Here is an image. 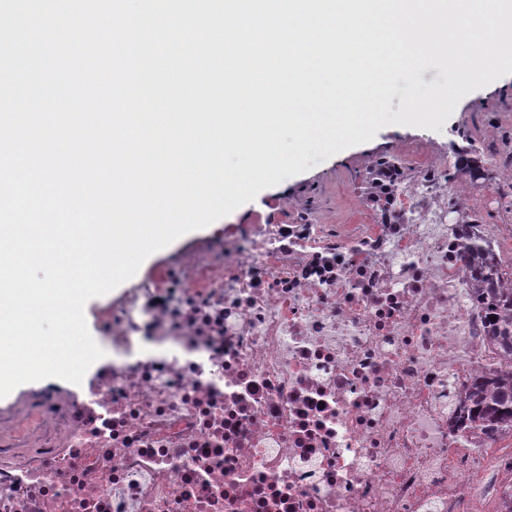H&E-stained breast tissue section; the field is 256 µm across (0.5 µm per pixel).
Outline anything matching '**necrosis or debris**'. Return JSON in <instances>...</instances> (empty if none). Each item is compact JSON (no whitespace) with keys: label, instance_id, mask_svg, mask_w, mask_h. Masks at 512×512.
Here are the masks:
<instances>
[{"label":"necrosis or debris","instance_id":"obj_1","mask_svg":"<svg viewBox=\"0 0 512 512\" xmlns=\"http://www.w3.org/2000/svg\"><path fill=\"white\" fill-rule=\"evenodd\" d=\"M398 169L368 223L254 224L99 311L111 364L0 434V512H500L505 458L454 420L512 367L465 257L491 248L512 288L478 221L504 158L475 197L452 155Z\"/></svg>","mask_w":512,"mask_h":512}]
</instances>
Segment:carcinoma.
I'll return each instance as SVG.
<instances>
[{
    "mask_svg": "<svg viewBox=\"0 0 512 512\" xmlns=\"http://www.w3.org/2000/svg\"><path fill=\"white\" fill-rule=\"evenodd\" d=\"M458 169L473 183L488 179L481 160L471 151L461 153ZM471 271L475 279L492 291L493 308L490 309V314H496L498 309L512 312V293L495 287L501 275L497 266L486 260L472 266ZM490 324V340L504 354L512 355V324L501 319L492 320ZM456 426L460 431L476 428L491 440L504 434L512 435L511 369L497 370L473 378L459 407Z\"/></svg>",
    "mask_w": 512,
    "mask_h": 512,
    "instance_id": "1",
    "label": "carcinoma"
}]
</instances>
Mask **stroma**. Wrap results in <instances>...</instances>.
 <instances>
[{
	"label": "stroma",
	"instance_id": "obj_1",
	"mask_svg": "<svg viewBox=\"0 0 512 512\" xmlns=\"http://www.w3.org/2000/svg\"><path fill=\"white\" fill-rule=\"evenodd\" d=\"M512 148V74L471 91L457 103L440 130L388 125L366 143L349 147L308 170L263 189L254 200L205 228L174 240L152 260L151 269L177 275L183 257L218 237L243 238L254 224H361L368 197L365 176L382 160L398 159L419 143L430 154L448 148L480 149L482 139ZM67 381L48 378L20 385L0 398V432L11 430L23 408L51 389L67 388Z\"/></svg>",
	"mask_w": 512,
	"mask_h": 512
}]
</instances>
